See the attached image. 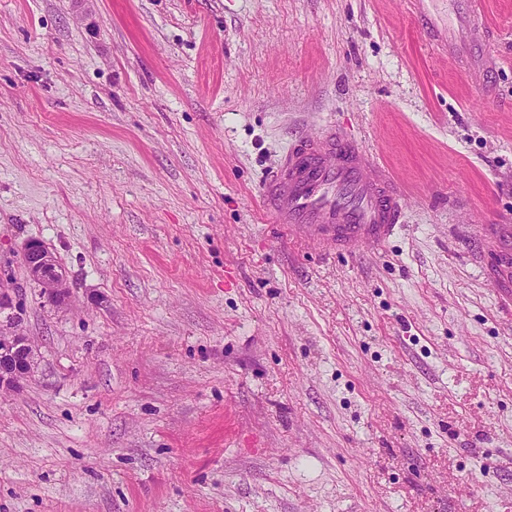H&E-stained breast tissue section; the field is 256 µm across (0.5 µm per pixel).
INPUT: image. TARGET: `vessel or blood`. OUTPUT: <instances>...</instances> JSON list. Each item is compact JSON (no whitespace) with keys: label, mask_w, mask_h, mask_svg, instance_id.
Returning a JSON list of instances; mask_svg holds the SVG:
<instances>
[{"label":"vessel or blood","mask_w":512,"mask_h":512,"mask_svg":"<svg viewBox=\"0 0 512 512\" xmlns=\"http://www.w3.org/2000/svg\"><path fill=\"white\" fill-rule=\"evenodd\" d=\"M495 33L486 0H448V59L466 75L496 67ZM261 197L290 240L326 258L385 246L406 206L390 170L333 124L288 148ZM485 238L500 306L512 313V225H489Z\"/></svg>","instance_id":"vessel-or-blood-1"}]
</instances>
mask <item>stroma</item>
I'll list each match as a JSON object with an SVG mask.
<instances>
[{
  "label": "stroma",
  "instance_id": "obj_1",
  "mask_svg": "<svg viewBox=\"0 0 512 512\" xmlns=\"http://www.w3.org/2000/svg\"><path fill=\"white\" fill-rule=\"evenodd\" d=\"M489 100L445 0H0V273L40 360L0 512H512V0ZM333 123L409 192L329 259L260 188ZM41 241L64 303L27 279ZM485 230L488 244V264L500 306L512 314V225L489 224Z\"/></svg>",
  "mask_w": 512,
  "mask_h": 512
}]
</instances>
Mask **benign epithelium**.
<instances>
[{
  "instance_id": "benign-epithelium-1",
  "label": "benign epithelium",
  "mask_w": 512,
  "mask_h": 512,
  "mask_svg": "<svg viewBox=\"0 0 512 512\" xmlns=\"http://www.w3.org/2000/svg\"><path fill=\"white\" fill-rule=\"evenodd\" d=\"M28 280L41 293L62 302L68 293V277L54 255L38 240L25 243L22 252ZM14 285L0 275V313L9 311L0 322V392H18L37 367V350L23 331L22 318L15 308Z\"/></svg>"
}]
</instances>
